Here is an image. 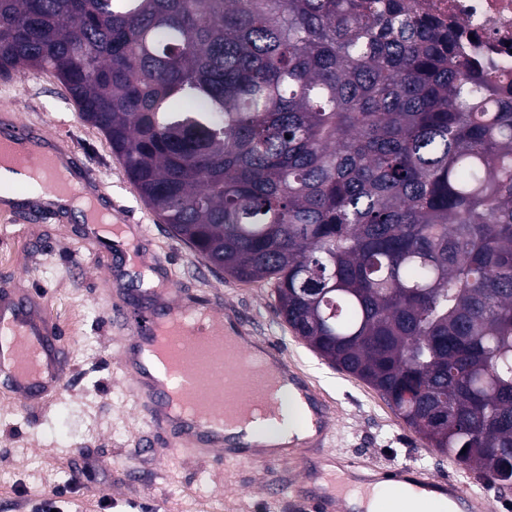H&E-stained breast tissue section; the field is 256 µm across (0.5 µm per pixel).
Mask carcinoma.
I'll return each instance as SVG.
<instances>
[{
  "label": "carcinoma",
  "mask_w": 512,
  "mask_h": 512,
  "mask_svg": "<svg viewBox=\"0 0 512 512\" xmlns=\"http://www.w3.org/2000/svg\"><path fill=\"white\" fill-rule=\"evenodd\" d=\"M141 197L294 335L512 489V86L408 0H0Z\"/></svg>",
  "instance_id": "1"
}]
</instances>
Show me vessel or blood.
<instances>
[{"label": "vessel or blood", "mask_w": 512, "mask_h": 512, "mask_svg": "<svg viewBox=\"0 0 512 512\" xmlns=\"http://www.w3.org/2000/svg\"><path fill=\"white\" fill-rule=\"evenodd\" d=\"M65 159L76 180L58 182L65 194L97 190L96 175L75 153L58 154L42 148L28 128L0 135V167L21 159L57 180V161ZM211 304L183 301L174 278L157 291L154 308L129 317L120 307L109 309L111 321L124 327L128 338L119 348V365L153 427L168 439L170 450L195 456L265 466L298 464L301 481L292 486L290 503L299 512H350L348 499L356 487L404 484L448 500L454 512H491L486 496L471 491L458 477L428 472L413 464L391 468L342 459L330 448L334 411L327 395L273 346L258 351L248 327L228 317L211 316ZM179 323L170 348L171 362L183 369V394L191 409L184 418L169 415L170 388L153 383L144 365L152 361L157 323ZM67 370L64 348L53 323L45 316L41 296L0 292V388L32 408L56 394ZM303 400L311 434L278 453L258 450L257 442L231 429V422L252 415L267 404L280 378Z\"/></svg>", "instance_id": "1"}]
</instances>
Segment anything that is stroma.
Returning <instances> with one entry per match:
<instances>
[{
	"mask_svg": "<svg viewBox=\"0 0 512 512\" xmlns=\"http://www.w3.org/2000/svg\"><path fill=\"white\" fill-rule=\"evenodd\" d=\"M0 114L50 142L66 141L116 205L115 220L143 225L142 247L171 269L185 298L213 300L218 313L248 321L258 342L271 343L326 393L335 411L336 456L383 467L414 463L461 476L485 493L494 512L512 503V491L477 481L430 448L371 386L296 338L275 314L272 285L232 280L176 237L51 73L32 68L0 77ZM26 206L22 200L0 209V289L43 295L69 366L62 393L36 409L0 391V512H30L40 489L61 486L71 489L62 512H157L161 501L168 512H291L290 487L302 476L297 464L243 467L170 454L118 368L120 336L107 315L111 303L134 314L151 301L143 267L125 264L124 238L86 242L79 213L51 211L30 224ZM98 249L111 251V267L97 263Z\"/></svg>",
	"mask_w": 512,
	"mask_h": 512,
	"instance_id": "obj_1",
	"label": "stroma"
}]
</instances>
